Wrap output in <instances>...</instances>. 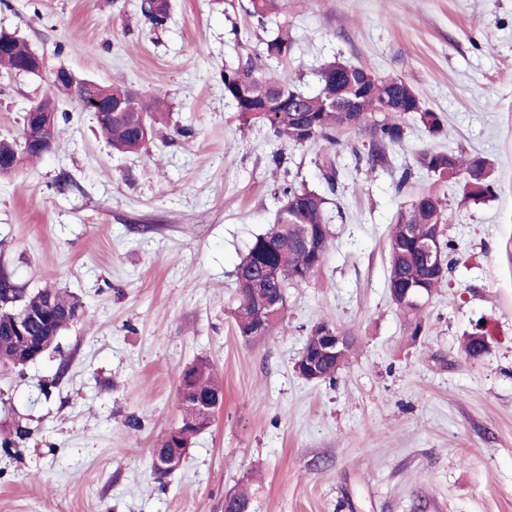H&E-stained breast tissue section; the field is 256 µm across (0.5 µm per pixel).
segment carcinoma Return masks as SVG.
I'll return each mask as SVG.
<instances>
[{
  "label": "carcinoma",
  "mask_w": 512,
  "mask_h": 512,
  "mask_svg": "<svg viewBox=\"0 0 512 512\" xmlns=\"http://www.w3.org/2000/svg\"><path fill=\"white\" fill-rule=\"evenodd\" d=\"M282 9V0H249L248 14L264 25L265 20ZM140 12L149 29L166 27L171 14L169 2L144 0ZM293 48V35L288 25L278 26L277 32L264 40L259 54L246 53L224 66V97L231 101L247 124L260 123L274 135L296 146L318 141L328 146V154L321 167L326 182L335 184L339 171L333 155L342 145L346 133H355L368 140L367 172L375 173L389 166L388 150L400 147L407 138V119L431 137L444 134V117L423 106L409 84L398 85L388 76L375 74L377 84L364 96L357 120L344 124L343 114L326 108V102L340 95L342 86L336 82V62L320 68V87L315 94H306L284 82L267 70L264 59L288 58ZM36 66L32 49L26 41L0 30V68L10 73L28 71ZM115 93L124 96L125 111L112 113V121L98 128L112 148L120 152H136L152 136L154 127L165 112V104L158 97L148 100L132 92L122 83L112 84ZM401 95L413 102L412 112H391L388 105L392 97ZM42 156L30 142L27 130L17 141L0 140V175L14 172L23 158ZM416 164L438 185L435 190L422 193L424 200L414 196L394 216L389 230V271L387 288H402L405 283L422 277V268L415 253L417 241L428 236L436 224L446 227L450 223L448 203L440 188L449 184H462L463 198L479 201L494 194L496 182L487 159L463 152L426 149L418 153ZM284 203L274 222L263 233L255 236L247 253L236 267L238 305L234 311L235 330L242 334L256 329L255 335L266 336L276 329L286 328L280 314L262 327L255 326L254 312L249 304L252 288L257 280L269 279L268 288L276 293L288 284L307 283L322 266L331 243L329 224L325 217L327 199L305 184L290 183L283 189ZM413 230L407 237L405 229ZM439 277L424 282L416 305L402 306L394 302L407 325L408 336L415 340L424 331L422 312L436 288L443 282ZM29 315H36L29 327V339L15 336L13 326L17 311L0 309V367L22 368L41 358L58 345V338L83 313L80 301L59 288L45 287L29 296L21 306ZM180 385L188 388L187 396L209 398L224 396L221 380L210 365L200 360L187 367ZM181 422L169 430L160 444V453L177 457L183 463V450L191 447L197 434L207 429L198 422V411L191 402L180 404Z\"/></svg>",
  "instance_id": "carcinoma-1"
}]
</instances>
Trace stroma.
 <instances>
[{
	"mask_svg": "<svg viewBox=\"0 0 512 512\" xmlns=\"http://www.w3.org/2000/svg\"><path fill=\"white\" fill-rule=\"evenodd\" d=\"M140 3L0 0V29L44 60L37 76L0 74V139L19 137L62 65L168 105L156 136L121 153L61 101L55 149L0 176V274L19 299L52 285L84 305L56 350L0 369V442L28 430L0 445V512H224L244 486L254 512H512V0H285L262 27L248 0H171L158 31ZM282 23L295 41L270 64L282 79L316 91L337 59L402 77L445 116L446 137L410 125L390 169L370 174L348 136L328 185L324 144L244 124L224 96L225 63ZM423 149L485 157L497 191L473 203L448 186L453 263L414 342L386 287L388 237L432 186ZM292 180L327 198L331 244L309 282L288 286L287 331L245 343L235 268ZM324 320L354 338L331 384L295 369ZM478 324L491 350L472 360L462 344ZM200 360L224 403L156 482L152 450Z\"/></svg>",
	"mask_w": 512,
	"mask_h": 512,
	"instance_id": "35a3bbf8",
	"label": "stroma"
}]
</instances>
